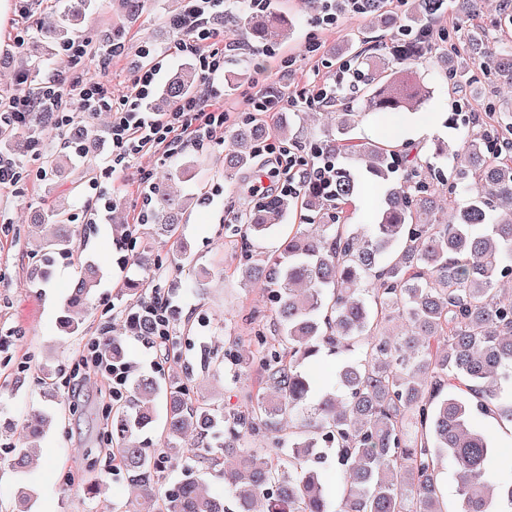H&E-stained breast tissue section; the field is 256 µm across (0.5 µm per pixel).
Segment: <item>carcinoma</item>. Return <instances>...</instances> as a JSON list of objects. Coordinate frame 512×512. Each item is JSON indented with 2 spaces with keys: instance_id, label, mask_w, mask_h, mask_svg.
I'll use <instances>...</instances> for the list:
<instances>
[{
  "instance_id": "carcinoma-1",
  "label": "carcinoma",
  "mask_w": 512,
  "mask_h": 512,
  "mask_svg": "<svg viewBox=\"0 0 512 512\" xmlns=\"http://www.w3.org/2000/svg\"><path fill=\"white\" fill-rule=\"evenodd\" d=\"M147 0H119L121 12L136 19ZM444 0H421L420 12L386 16V0H359L360 15L382 28L398 26L389 45L364 40V47L336 54V127L308 148L290 135L278 117L254 112L233 123V139L243 152L224 156V180L235 184L258 157L252 148L274 139L284 150L310 156L334 168L325 180L301 191L305 221L283 236L273 256L256 251L254 241L278 228L296 199L279 195L255 201L241 224L224 225L234 241L244 278L264 277L272 309L253 317L247 352L234 348L208 358V365L234 382L256 375L257 387L240 390L232 407L200 401L192 378L162 380L140 375L130 381L128 399L109 412L103 443L116 448L119 466L138 489L124 512H445L439 498V464L453 469L460 512H504L512 507V482L500 485L491 466L496 455L488 436L473 422L478 413L512 423V292L498 289L512 276V159L497 157V145L512 137V123L463 133L458 147L437 141L431 157L464 158L457 181L441 190L407 145L356 141V121L376 113L402 112L432 94L412 62L433 47L411 30L419 20L441 14ZM84 13L65 8L50 25L37 23L38 37L50 45L82 36ZM222 24L247 30L253 40L280 46L293 23L271 9L232 5ZM446 73L455 69L459 49L478 55L486 82L512 87V46L491 44L485 29L454 28L441 36ZM196 68L184 64L169 78L152 107L169 111L195 91ZM357 157L366 173L384 184L375 221L349 224L348 208L363 173L346 160ZM467 197L451 213L443 196ZM191 198L172 194L160 183L152 195L149 222L166 237ZM40 219L54 226L33 257L46 262L74 248L75 229L67 211L50 207ZM173 263L197 288L193 259L186 251ZM102 264H81L59 317L60 331L75 335L82 323L70 313L94 298ZM406 330L390 336L392 318ZM97 353L116 362L125 357L114 336L95 339ZM338 357L332 383L321 386L313 363ZM467 382L469 397L448 390ZM162 421L158 447L139 432ZM58 423L54 413L35 409L22 428L41 438ZM333 453L342 482L331 492L320 465ZM207 462L224 473V490L210 491L193 476ZM180 465L184 478L160 492L165 466Z\"/></svg>"
}]
</instances>
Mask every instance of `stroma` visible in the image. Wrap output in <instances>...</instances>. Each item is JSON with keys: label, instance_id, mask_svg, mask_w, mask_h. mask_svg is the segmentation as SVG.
I'll return each mask as SVG.
<instances>
[{"label": "stroma", "instance_id": "stroma-1", "mask_svg": "<svg viewBox=\"0 0 512 512\" xmlns=\"http://www.w3.org/2000/svg\"><path fill=\"white\" fill-rule=\"evenodd\" d=\"M178 0H147L146 11L137 19L124 18L116 0H91L83 23L82 36L91 48H98L102 32L128 41L132 51L124 58L112 60L109 67L86 62L72 64L64 50H56L51 59L34 66L32 58L36 30H28L29 41L24 53H17L13 40L17 32L16 19H9L0 33V95L15 92L14 76L24 70L31 86H39L48 77L63 74L84 80H108L113 91H122L136 65L141 62L134 51L141 41L151 43L156 51L167 52L175 36L166 23L176 13ZM275 11L294 22L293 34L286 42L289 53H300L305 43L315 40L321 48L318 58L303 60L299 69L288 76L289 91H297L312 80L329 77L336 65V50L345 48L346 40L356 33H368L369 20L339 16L330 30L314 27L312 7L300 0H273ZM224 39L233 43L236 51L224 69V80L241 91L261 80L267 59L261 45L251 41L244 29L227 27ZM417 71L432 82L434 93L415 111L380 114L362 120L355 130L357 137L369 141H383V130L390 120H398L405 129L404 142L427 156L433 139L456 137L461 129L481 130L492 124L493 118L485 112L482 103H471L469 110L457 107L458 90L453 82L439 78L438 66L430 59L417 63ZM433 118V128L418 134L417 124L422 116ZM107 116L88 119L76 114L75 123L91 128L93 140L84 157L74 156L62 145L54 133H45V154H59L62 168L56 175L40 176L43 160L31 151L18 152L17 160L27 173L25 182L17 191L0 190V336L10 343L0 352V418L15 424L11 445L14 450L29 449L31 464L26 473L10 469L0 470V488L16 490L24 479H31L35 494L32 512H97L98 502L92 501L83 485L66 480L68 472L84 473L85 452L100 445L106 428L105 408L110 397L96 380H89L80 397L65 398L63 403L49 400L44 394L41 378L44 369L69 372L83 350L87 339L98 336L101 330L122 337L130 361L136 362L140 373L159 378L191 374L196 396L209 401L235 403L237 387L223 374L214 373L204 365L205 353L223 351L235 344L247 347L248 315L255 310L270 308L264 282L244 284L238 268V257L230 239L224 236V224L229 211H244L247 202L243 194L233 192L224 184V153L230 142L214 144L204 150L190 147L175 151L172 158L160 159L153 155L140 158L135 167L111 180L118 207L110 218L100 224H90L86 196L81 187L104 167L108 152L106 141ZM184 168L185 174L174 182V190L182 195L198 192L202 176H209L215 190L204 203L191 208L184 224L178 225L172 238L154 237L149 225L138 227L135 249L159 259L150 267L129 265L120 271L116 259L121 254L112 239L111 228L127 223L134 209L139 208L137 196L139 172L154 170L157 177H165L171 165ZM53 201L66 203L73 222L85 227L86 233L75 243L72 258L55 257L50 263L51 276L46 283L30 280L34 264L31 251L41 230L32 225L31 216L47 208ZM185 246L200 271L199 286L194 294H176L181 319L189 320L191 331L179 334L177 347L170 359L157 361L152 351L140 342L126 337L119 316L120 310L144 301V294H132L128 281H149L150 284L172 288L180 274L168 261L173 247ZM102 258L106 261L98 295L81 318L83 334L64 335L57 327V319L73 283L76 262ZM26 365L25 373H18L19 365ZM55 411L60 423L34 448H27L20 423L30 409Z\"/></svg>", "mask_w": 512, "mask_h": 512}]
</instances>
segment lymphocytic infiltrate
<instances>
[{"instance_id":"obj_1","label":"lymphocytic infiltrate","mask_w":512,"mask_h":512,"mask_svg":"<svg viewBox=\"0 0 512 512\" xmlns=\"http://www.w3.org/2000/svg\"><path fill=\"white\" fill-rule=\"evenodd\" d=\"M181 13L168 20L169 28L176 34L175 54L191 58L199 72V84L195 92L175 108L167 112H153L149 102L160 81L162 65L150 62L149 46H138L139 57L145 65L137 67L126 90L112 93L102 81H76L58 74L40 83L37 94L25 89L27 72L17 76L18 90L7 97H0V128L27 133L32 137L33 149H40L41 141L35 133L38 126H45L67 133V144L75 154H83L84 144L70 136L74 118L68 113L65 97L74 98L82 112L93 118L105 113L109 116L106 135L109 153L103 172L106 177L124 173L130 164L146 152L169 156L180 147L201 150L216 141L218 133L229 122L240 117L248 109L260 112H284L303 105L309 108L328 106L330 87L316 81L296 93L275 90L274 85L291 72L300 58L314 56L320 44L308 42L301 55L288 54L273 49L266 50L269 65L264 73L265 86L253 88L243 95L240 102L231 103L224 96V87L218 78L224 73V65L233 52L230 44H219V34L212 27V19L223 13L224 0H184ZM312 175L305 159L300 155L276 158L267 172L259 174L247 187L255 199L268 196L271 188L282 194L300 193ZM175 304L163 289L155 288L147 301L124 309L122 318L129 337L145 348L171 354L174 344V327L171 311ZM151 319L150 330H143V319Z\"/></svg>"}]
</instances>
